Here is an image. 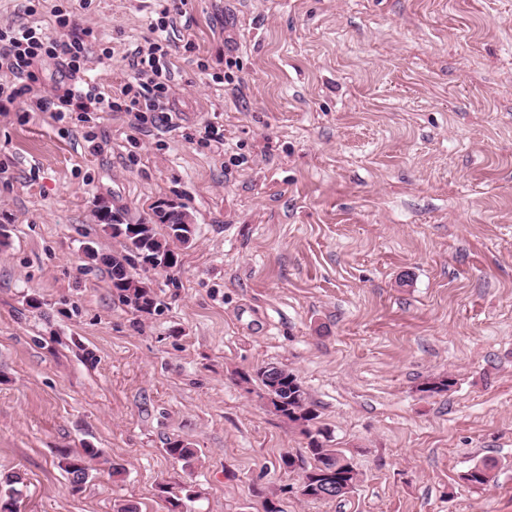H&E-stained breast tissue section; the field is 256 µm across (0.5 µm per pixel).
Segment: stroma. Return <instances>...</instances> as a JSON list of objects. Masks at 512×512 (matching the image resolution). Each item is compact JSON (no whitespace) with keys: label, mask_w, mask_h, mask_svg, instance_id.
Segmentation results:
<instances>
[{"label":"stroma","mask_w":512,"mask_h":512,"mask_svg":"<svg viewBox=\"0 0 512 512\" xmlns=\"http://www.w3.org/2000/svg\"><path fill=\"white\" fill-rule=\"evenodd\" d=\"M28 6L0 0V22L54 37L57 6L94 27L88 74L112 93L160 9ZM182 10L175 127L104 112L95 152L80 113H0V474L24 476L19 512H168L163 484L196 491L186 512H512V0ZM209 122L223 149L197 143ZM166 200L193 240L176 268L134 265L158 302L142 314L83 247L121 249L99 203L146 224ZM267 364L351 456L347 496L304 499L279 469L306 438L238 382ZM88 445L104 456L75 494L57 458ZM485 458L496 481L476 490L462 476ZM166 445L165 453L173 460L183 462L186 467L192 465L198 453L197 448H193L190 443L182 439H169Z\"/></svg>","instance_id":"35a3bbf8"}]
</instances>
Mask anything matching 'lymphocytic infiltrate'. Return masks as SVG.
<instances>
[{"label": "lymphocytic infiltrate", "mask_w": 512, "mask_h": 512, "mask_svg": "<svg viewBox=\"0 0 512 512\" xmlns=\"http://www.w3.org/2000/svg\"><path fill=\"white\" fill-rule=\"evenodd\" d=\"M53 15L56 28L62 31L56 38L45 36L34 25L0 23V112L15 111L27 101L52 113L59 124L75 112H130L142 129L172 124L170 103L176 83L168 44V30L174 25L170 6H163L157 19L150 21L153 40L130 51L134 79L116 94L85 77V63L97 40L93 28L79 26L73 13L59 8ZM46 58L57 61L61 80L44 95L36 88V70Z\"/></svg>", "instance_id": "f902f5d3"}]
</instances>
